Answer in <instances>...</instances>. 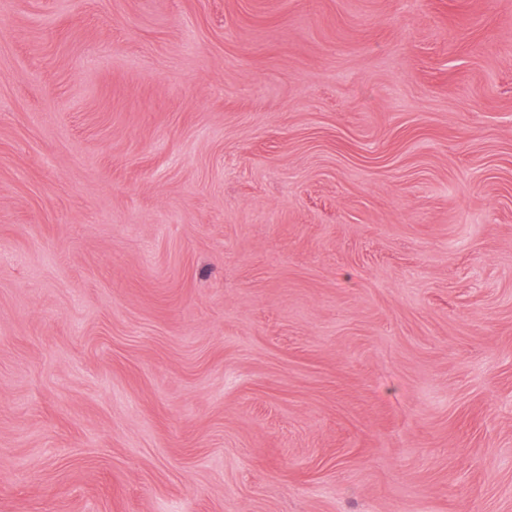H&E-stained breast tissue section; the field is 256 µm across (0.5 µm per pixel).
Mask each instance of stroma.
I'll return each mask as SVG.
<instances>
[{
    "instance_id": "obj_1",
    "label": "stroma",
    "mask_w": 512,
    "mask_h": 512,
    "mask_svg": "<svg viewBox=\"0 0 512 512\" xmlns=\"http://www.w3.org/2000/svg\"><path fill=\"white\" fill-rule=\"evenodd\" d=\"M0 512H512V0H0Z\"/></svg>"
}]
</instances>
